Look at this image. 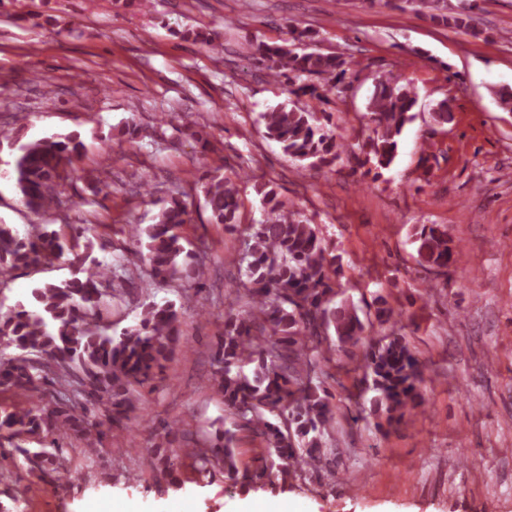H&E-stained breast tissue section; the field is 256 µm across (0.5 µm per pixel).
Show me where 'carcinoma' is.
<instances>
[{
    "mask_svg": "<svg viewBox=\"0 0 512 512\" xmlns=\"http://www.w3.org/2000/svg\"><path fill=\"white\" fill-rule=\"evenodd\" d=\"M416 11L443 26H464L471 5L459 0H406ZM312 39L304 30L290 45L248 43L246 57L263 66L275 80L285 78L289 93L327 101L340 96L355 79L352 61L344 55L322 53L303 46ZM322 80L317 85L311 82ZM416 89L382 79L366 107L370 134L359 146V165L388 169L394 163L399 137L416 119ZM264 137L282 152L310 168L335 163L338 145L318 125L317 113L296 103L279 104L260 113ZM84 142L78 133L40 138L19 146L14 175L23 204L38 213L62 204L60 187L67 170L78 162ZM203 200L211 220L239 229L246 242L244 277L234 288V302L224 312V332L213 345L212 385L224 400V410L238 429H247L266 449L253 469L239 470L233 453L235 433L217 435L206 448H185L201 473L221 472L233 482L285 483L309 469L331 464L326 436L336 422L332 396L314 383L320 363L333 361V342L355 362L358 372L345 400L357 405L373 393L375 411L388 420L403 417L417 406L421 363L397 333L395 310L382 297L375 318L359 314L347 300L334 302L333 285L340 270L328 258L316 226L279 199L274 189H260L266 218L238 227L239 191L220 173L206 175ZM190 223L187 204L178 196L162 202L155 223L142 232L144 245L132 252L149 265L160 285L183 281V303L205 285V248L195 255L185 250L180 229ZM70 232L32 224L21 232L0 224V291L8 275L69 256L71 276L64 280H35L15 304L0 301V391L34 408L4 413L0 428L7 432L0 457H22L26 472L54 475L59 487L74 474L64 456L65 440L83 444L92 457L114 425L127 419L133 397L163 372L181 342L180 311L173 302L148 305L139 322L112 335L101 326L103 297L119 298L133 286L122 264H108L81 244L90 231L70 224ZM419 264L425 271L445 274L453 259L446 230L424 226L414 233ZM6 311H1V308Z\"/></svg>",
    "mask_w": 512,
    "mask_h": 512,
    "instance_id": "carcinoma-1",
    "label": "carcinoma"
}]
</instances>
